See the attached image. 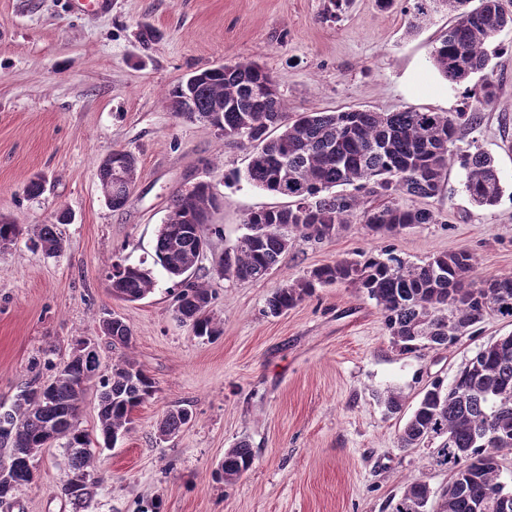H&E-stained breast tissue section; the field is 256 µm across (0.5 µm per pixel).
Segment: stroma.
I'll list each match as a JSON object with an SVG mask.
<instances>
[{"mask_svg":"<svg viewBox=\"0 0 512 512\" xmlns=\"http://www.w3.org/2000/svg\"><path fill=\"white\" fill-rule=\"evenodd\" d=\"M328 0H111L81 12L67 0H0V216L19 224L59 226L68 242L49 257L22 237L0 252V406L32 378H50L79 338L97 341L103 364L122 354L97 332L118 316L133 330L129 351L157 383L131 430L100 454L104 480L95 512H390L408 477L425 481L427 512H440L447 470L428 447L398 439L423 390L452 382L486 344L512 334V318L488 315L453 346L400 352L374 300L334 286L283 314L263 310L274 288L358 253L391 248L419 263L467 250L474 282L512 272V30L496 39L495 100L477 105L469 83L449 85L430 52L456 20L431 14L409 29L405 0L387 11L377 0H350L337 14ZM251 60L274 73L288 111L351 109L394 112L478 111L461 127L454 154H490L504 185L497 205L475 207L457 161L440 195L404 198L440 223L372 235L353 223L322 241L296 240L261 281H224L213 268L244 232L253 211L285 198L228 182L245 171L249 150L224 143L207 124L176 118L166 102L182 77L225 62ZM138 158L126 205L107 207L97 162L112 150ZM43 193L24 189L34 174ZM211 180L224 205L211 217L201 274L216 292L224 333L195 337L172 314L174 283L155 270L156 287L137 302L109 292L115 260L152 264L158 227L181 186ZM400 393L389 412L382 398ZM189 408L176 435L158 433L164 413ZM248 439L255 461L232 485L211 472L224 453ZM35 479L16 494L11 512H75L61 495L66 459L48 448L34 460Z\"/></svg>","mask_w":512,"mask_h":512,"instance_id":"1","label":"stroma"}]
</instances>
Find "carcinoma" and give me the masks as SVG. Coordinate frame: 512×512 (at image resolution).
<instances>
[{"label":"carcinoma","mask_w":512,"mask_h":512,"mask_svg":"<svg viewBox=\"0 0 512 512\" xmlns=\"http://www.w3.org/2000/svg\"><path fill=\"white\" fill-rule=\"evenodd\" d=\"M483 19L467 18L468 0H414V18L428 15L442 4L458 13L455 23L437 39L431 51L434 69L449 83L464 82L476 74L481 84L473 98L492 101L498 85L489 76V46L502 31L512 29V12L502 0H480ZM273 77L255 61H235L221 68L196 71L167 95L175 116L216 127L228 144L253 145L246 169L252 185L288 198L279 208L251 212L245 233L224 250L214 268L226 281L263 280L277 267L288 247L298 239L323 240L353 220L374 236H394L422 224H437L433 211L405 207L402 197L437 196L448 174L452 144L461 126L477 124L475 112H433L406 109L397 112L347 110L303 112L288 118L278 91L262 89ZM118 167L138 177L136 156L124 150L97 165L106 204L125 206L127 186L113 179ZM464 188L479 207L493 206L503 187L492 159L475 152L463 159ZM352 186V193H336ZM384 196L387 204L360 210L356 192ZM224 196L209 181H200L189 193H176L158 229L154 264L180 283L173 312L198 337L222 335L223 320L213 310L215 293L193 276L208 247L205 212L221 208ZM68 220L61 214L55 224L33 229L48 256L67 248L57 225ZM25 227L0 219V251L8 249ZM475 258L466 251L443 253L422 264H409L394 251L384 249L360 259H338L285 282L267 300L265 313L278 316L330 285L352 286L375 300L392 343L402 351L454 345L459 337L491 312L512 317V273L496 276L474 287ZM112 295L136 302L156 286L153 271L142 265L115 261ZM112 345L127 348L133 331L120 317L100 324ZM96 390L100 447H112L126 434L134 412L156 392V382L130 358L101 369L98 352L83 351L56 366L52 380L35 379L12 404L0 410V469L10 481L0 484V504L32 482L33 459L44 449L60 445L67 458L65 473L81 474L84 483L73 487L62 479L61 494L75 506L89 507L103 479L95 473L96 452L89 433L81 427L79 409L89 389ZM192 412L182 406L169 409L158 431L168 437L187 425ZM435 445L432 463L448 469V489L441 512H493L500 495L512 496L502 480L499 453L512 449V334L481 348L449 385L431 382L400 436V447ZM254 453L242 439L224 454L212 477L226 484L237 482L252 468ZM430 487L412 477L391 512H424Z\"/></svg>","instance_id":"1"}]
</instances>
